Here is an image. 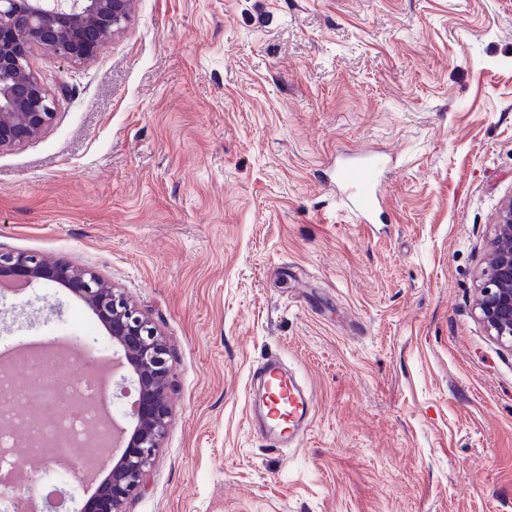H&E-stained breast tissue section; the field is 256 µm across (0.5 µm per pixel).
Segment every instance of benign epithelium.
<instances>
[{"label": "benign epithelium", "instance_id": "obj_1", "mask_svg": "<svg viewBox=\"0 0 512 512\" xmlns=\"http://www.w3.org/2000/svg\"><path fill=\"white\" fill-rule=\"evenodd\" d=\"M132 0H0V151L22 147L53 122L54 95L31 66L41 50L71 64L94 58L121 33ZM45 281L79 297L123 352L137 383L136 423L120 458L79 512H125L166 436L171 353L156 326L97 273L36 254L0 251V283ZM474 310L488 336L512 352V197L496 214Z\"/></svg>", "mask_w": 512, "mask_h": 512}]
</instances>
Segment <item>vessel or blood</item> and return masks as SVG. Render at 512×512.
Segmentation results:
<instances>
[{"label":"vessel or blood","instance_id":"1","mask_svg":"<svg viewBox=\"0 0 512 512\" xmlns=\"http://www.w3.org/2000/svg\"><path fill=\"white\" fill-rule=\"evenodd\" d=\"M384 158L369 154L347 164L336 173V186L357 223H371L382 198L379 191ZM265 399L255 418L274 447L298 442L308 425L313 408L311 394L305 393L291 373L279 362H266L257 374Z\"/></svg>","mask_w":512,"mask_h":512}]
</instances>
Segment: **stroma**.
<instances>
[{"mask_svg": "<svg viewBox=\"0 0 512 512\" xmlns=\"http://www.w3.org/2000/svg\"><path fill=\"white\" fill-rule=\"evenodd\" d=\"M52 125L0 152V250L96 271L163 334L171 418L126 512H512V353L473 315L512 196V0H133ZM379 151L355 223L339 156ZM21 336H110L65 289L0 296ZM276 357L299 446L246 416Z\"/></svg>", "mask_w": 512, "mask_h": 512, "instance_id": "obj_1", "label": "stroma"}]
</instances>
